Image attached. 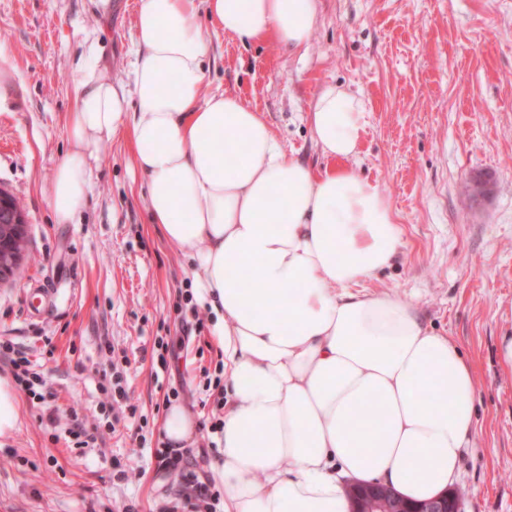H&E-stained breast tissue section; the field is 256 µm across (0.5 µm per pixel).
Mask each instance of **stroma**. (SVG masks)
Wrapping results in <instances>:
<instances>
[{"label":"stroma","instance_id":"35a3bbf8","mask_svg":"<svg viewBox=\"0 0 512 512\" xmlns=\"http://www.w3.org/2000/svg\"><path fill=\"white\" fill-rule=\"evenodd\" d=\"M139 2L0 0V53L17 71L0 98V188L29 225L27 257L0 284V342L25 353L51 392L42 404L18 397V429L0 443V512H159L180 500L182 477L155 456L171 400L201 425L184 461L213 477L224 351L209 311L185 300L187 260L149 220L130 137L102 147L73 223H56L46 196L69 149L67 76L93 43L114 78L131 79ZM205 31L206 93L264 112L284 151L315 168L328 164L307 121L317 93L336 85L363 101L368 126L348 166L387 196L405 241L369 287L413 303L473 363L478 441L454 489L463 512H512V374L497 357L512 334V0H318L314 32L294 51ZM37 284L52 295L31 317ZM111 362L136 414L98 388ZM78 422L88 444L71 433Z\"/></svg>","mask_w":512,"mask_h":512}]
</instances>
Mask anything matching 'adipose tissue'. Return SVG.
Returning a JSON list of instances; mask_svg holds the SVG:
<instances>
[{
	"mask_svg": "<svg viewBox=\"0 0 512 512\" xmlns=\"http://www.w3.org/2000/svg\"><path fill=\"white\" fill-rule=\"evenodd\" d=\"M317 0H140L130 82L72 70L70 150L48 187L56 223L86 203L101 146L130 133L151 223L189 260L224 350L212 470L224 512H350L353 484L409 502L457 482L480 383L415 305L365 287L404 246L389 199L348 168L363 102L331 85L308 123L330 167L289 157L262 112L204 95L205 23L305 46Z\"/></svg>",
	"mask_w": 512,
	"mask_h": 512,
	"instance_id": "obj_1",
	"label": "adipose tissue"
}]
</instances>
